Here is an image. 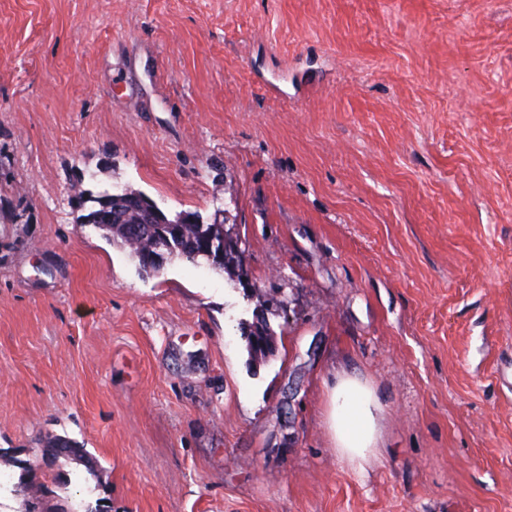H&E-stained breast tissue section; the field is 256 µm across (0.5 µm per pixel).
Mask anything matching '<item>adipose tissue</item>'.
<instances>
[{
    "instance_id": "1",
    "label": "adipose tissue",
    "mask_w": 512,
    "mask_h": 512,
    "mask_svg": "<svg viewBox=\"0 0 512 512\" xmlns=\"http://www.w3.org/2000/svg\"><path fill=\"white\" fill-rule=\"evenodd\" d=\"M373 391L346 374L328 391L327 424L340 460L364 467L375 459L379 431Z\"/></svg>"
}]
</instances>
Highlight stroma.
Returning a JSON list of instances; mask_svg holds the SVG:
<instances>
[{
	"label": "stroma",
	"mask_w": 512,
	"mask_h": 512,
	"mask_svg": "<svg viewBox=\"0 0 512 512\" xmlns=\"http://www.w3.org/2000/svg\"><path fill=\"white\" fill-rule=\"evenodd\" d=\"M125 189L223 224L243 279L143 272L75 202ZM346 371L379 404L361 469L326 423ZM56 436L89 462L40 463ZM40 483L512 512V0H0V512Z\"/></svg>",
	"instance_id": "35a3bbf8"
}]
</instances>
